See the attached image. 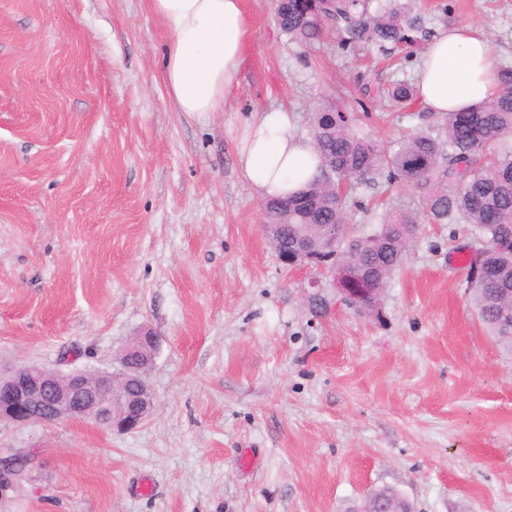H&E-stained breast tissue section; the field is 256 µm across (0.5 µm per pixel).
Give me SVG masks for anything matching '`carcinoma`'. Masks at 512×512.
Masks as SVG:
<instances>
[{
  "label": "carcinoma",
  "mask_w": 512,
  "mask_h": 512,
  "mask_svg": "<svg viewBox=\"0 0 512 512\" xmlns=\"http://www.w3.org/2000/svg\"><path fill=\"white\" fill-rule=\"evenodd\" d=\"M276 20L289 39L311 44L334 31L338 46L387 51L401 49L413 59L426 35L397 0L372 9V0H279ZM499 93L472 107L435 115L426 131L414 132L392 148L360 130L349 113L332 101L319 104L311 122L318 157L316 175L286 198L264 201L268 221L283 225L282 243L313 233L320 224L353 238L355 256L388 286L407 259L424 224H469L489 243L479 251L482 274L470 285L478 319L506 352L512 353V64L497 71ZM396 107L417 103L414 83L397 80L383 89ZM399 183L418 197L415 208L386 211L376 227L352 233L350 198L363 185Z\"/></svg>",
  "instance_id": "1"
}]
</instances>
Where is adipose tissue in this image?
I'll use <instances>...</instances> for the list:
<instances>
[{"label":"adipose tissue","instance_id":"obj_1","mask_svg":"<svg viewBox=\"0 0 512 512\" xmlns=\"http://www.w3.org/2000/svg\"><path fill=\"white\" fill-rule=\"evenodd\" d=\"M166 26L162 78L178 111L205 119L240 90L247 25L242 0H149ZM417 98L424 110L457 111L491 98L497 79L491 48L468 25L440 33L421 53ZM238 166L259 198L297 191L315 174L317 155L288 113H254L237 150Z\"/></svg>","mask_w":512,"mask_h":512}]
</instances>
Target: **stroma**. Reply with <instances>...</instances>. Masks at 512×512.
I'll return each instance as SVG.
<instances>
[{"mask_svg":"<svg viewBox=\"0 0 512 512\" xmlns=\"http://www.w3.org/2000/svg\"><path fill=\"white\" fill-rule=\"evenodd\" d=\"M402 2L512 63V0ZM242 4L241 89L202 122L164 86L149 0H0V366L115 372L158 339L140 428L0 422V457L38 458L0 512H348L386 486L415 512H512V355L465 290L474 231L425 225L364 316L280 262L236 165L263 110L304 135L327 98L388 143L431 126L363 91L416 63L292 43L275 0Z\"/></svg>","mask_w":512,"mask_h":512,"instance_id":"obj_1","label":"stroma"}]
</instances>
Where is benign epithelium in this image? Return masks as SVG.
I'll list each match as a JSON object with an SVG mask.
<instances>
[{"label": "benign epithelium", "instance_id": "1", "mask_svg": "<svg viewBox=\"0 0 512 512\" xmlns=\"http://www.w3.org/2000/svg\"><path fill=\"white\" fill-rule=\"evenodd\" d=\"M280 237H275L280 261L290 268L311 265L323 267L333 280L343 278L360 283L358 288H340L344 301L358 310L373 313L381 305L382 289L373 287L359 265L349 261L336 266L338 259L348 251L336 239V229L330 227L319 251H311L302 241L294 248L279 247ZM157 343L150 331L131 339L121 350L118 362L120 372L73 371L61 375L39 364L19 366L9 374L0 375V421L19 424L53 423L61 420L91 421L106 429L131 431L144 423L154 408V395L147 379L151 361L140 360L139 365L128 364L129 357L141 355L144 348ZM10 458L0 460V499L16 491L26 480L9 466ZM385 501L384 512H414L411 503L400 493L391 496L374 492L353 508V512H373L372 504Z\"/></svg>", "mask_w": 512, "mask_h": 512}]
</instances>
